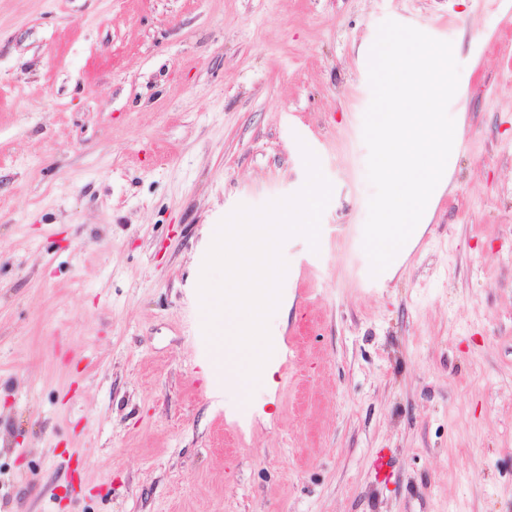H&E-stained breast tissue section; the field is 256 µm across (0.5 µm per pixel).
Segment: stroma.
Listing matches in <instances>:
<instances>
[{"instance_id": "stroma-1", "label": "stroma", "mask_w": 512, "mask_h": 512, "mask_svg": "<svg viewBox=\"0 0 512 512\" xmlns=\"http://www.w3.org/2000/svg\"><path fill=\"white\" fill-rule=\"evenodd\" d=\"M450 42L462 148L370 288L369 52ZM282 247L272 383L212 371L209 231ZM0 512H512V0H0Z\"/></svg>"}]
</instances>
